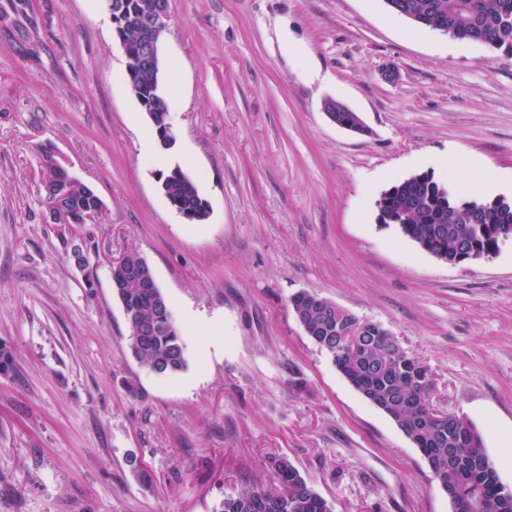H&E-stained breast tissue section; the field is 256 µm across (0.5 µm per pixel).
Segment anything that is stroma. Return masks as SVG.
<instances>
[{"mask_svg": "<svg viewBox=\"0 0 512 512\" xmlns=\"http://www.w3.org/2000/svg\"><path fill=\"white\" fill-rule=\"evenodd\" d=\"M31 4L25 48L0 34V340L15 362L0 376V512H219L241 484L271 486L273 456L332 512H451L420 450L306 334L300 290L397 336L431 368L434 407L475 424L512 487V240L453 266L376 220L381 193L420 172L463 195L485 169L512 198V53L385 0H172L164 149L107 0ZM328 99L368 134L331 123ZM46 142L103 199L96 223L50 222ZM175 165L209 204L203 223L161 191ZM130 251L180 327L176 375L129 351L110 264Z\"/></svg>", "mask_w": 512, "mask_h": 512, "instance_id": "obj_1", "label": "stroma"}]
</instances>
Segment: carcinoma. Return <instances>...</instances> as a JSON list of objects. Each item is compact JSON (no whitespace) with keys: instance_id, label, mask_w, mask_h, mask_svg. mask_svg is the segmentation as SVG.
<instances>
[{"instance_id":"1","label":"carcinoma","mask_w":512,"mask_h":512,"mask_svg":"<svg viewBox=\"0 0 512 512\" xmlns=\"http://www.w3.org/2000/svg\"><path fill=\"white\" fill-rule=\"evenodd\" d=\"M390 9L414 24L457 39L512 51V0H386ZM153 128L168 122L170 108L161 94L151 101ZM42 183L56 180L59 170L39 147ZM169 203L192 213L194 223L208 217L207 201L181 168L160 174ZM379 223L394 224L422 251L453 264L470 255H496L512 239V199H465L425 173L392 185L378 199ZM137 268L154 281L146 260L137 252L124 255L112 270V288L129 329L134 359L159 376L186 365L185 347L169 302L159 288H136L125 267ZM289 304L311 340L361 395L402 429L427 460L447 493L452 512H512V489L499 480L480 432L463 416L447 413L438 419L430 406L433 380L418 357L381 324L362 320L311 290L291 295ZM274 487L245 484L224 498L220 512H331L325 499L285 457L270 461Z\"/></svg>"}]
</instances>
